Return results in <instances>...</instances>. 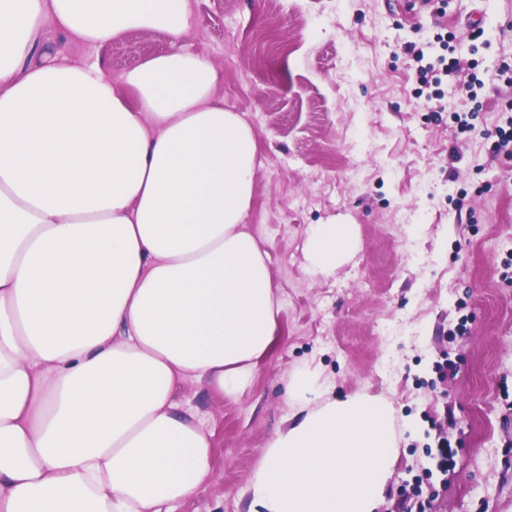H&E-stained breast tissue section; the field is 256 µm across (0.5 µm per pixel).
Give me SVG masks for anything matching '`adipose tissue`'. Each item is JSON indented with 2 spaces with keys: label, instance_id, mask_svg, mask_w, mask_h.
<instances>
[{
  "label": "adipose tissue",
  "instance_id": "obj_1",
  "mask_svg": "<svg viewBox=\"0 0 512 512\" xmlns=\"http://www.w3.org/2000/svg\"><path fill=\"white\" fill-rule=\"evenodd\" d=\"M192 23L191 0H0V512H172L212 472L179 390L238 395L275 341L280 302L246 222L256 139L218 68L170 51L116 78L49 38L99 48ZM355 247L353 225H315L309 266ZM289 397L250 512H376L391 403L330 398L307 366Z\"/></svg>",
  "mask_w": 512,
  "mask_h": 512
}]
</instances>
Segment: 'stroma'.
Listing matches in <instances>:
<instances>
[{"label":"stroma","mask_w":512,"mask_h":512,"mask_svg":"<svg viewBox=\"0 0 512 512\" xmlns=\"http://www.w3.org/2000/svg\"><path fill=\"white\" fill-rule=\"evenodd\" d=\"M181 39L130 32L98 51L113 76L180 49L222 73L225 108L251 125L260 164L247 222L281 301L276 341L231 399L181 393L211 434L214 470L176 512H249L248 481L292 413L305 365L334 395L395 409L399 453L379 512H512V160L488 138L512 101V0H192ZM483 31L470 41V26ZM459 60L455 85L417 93L410 46ZM482 85L469 90L470 77ZM474 130L455 139L452 115ZM356 228L358 250L312 273L315 225ZM464 333H456L458 324ZM456 452L441 473V438Z\"/></svg>","instance_id":"35a3bbf8"}]
</instances>
